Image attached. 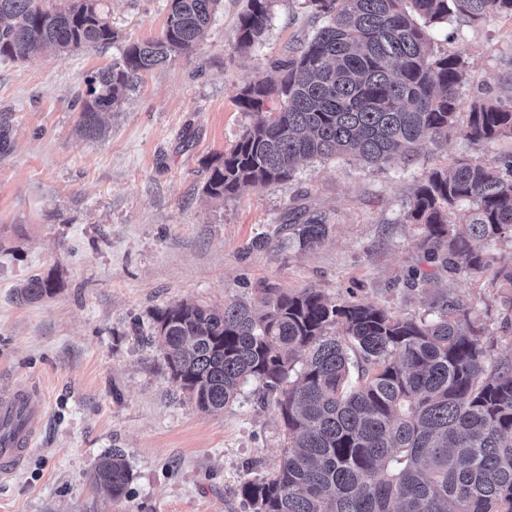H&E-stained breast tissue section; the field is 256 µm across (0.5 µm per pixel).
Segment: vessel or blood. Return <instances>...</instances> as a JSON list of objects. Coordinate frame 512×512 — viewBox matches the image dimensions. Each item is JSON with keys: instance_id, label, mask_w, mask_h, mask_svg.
<instances>
[{"instance_id": "obj_1", "label": "vessel or blood", "mask_w": 512, "mask_h": 512, "mask_svg": "<svg viewBox=\"0 0 512 512\" xmlns=\"http://www.w3.org/2000/svg\"><path fill=\"white\" fill-rule=\"evenodd\" d=\"M46 402L34 389L0 393V475L20 471L37 437L35 418L43 415Z\"/></svg>"}]
</instances>
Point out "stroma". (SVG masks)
<instances>
[{"instance_id": "1", "label": "stroma", "mask_w": 512, "mask_h": 512, "mask_svg": "<svg viewBox=\"0 0 512 512\" xmlns=\"http://www.w3.org/2000/svg\"><path fill=\"white\" fill-rule=\"evenodd\" d=\"M246 4L221 0L202 45L145 73L99 139L78 130L85 80L128 41L157 37L168 0H100L112 44L0 60V120L14 133L0 156V392L34 386L47 402L26 466L0 476V512H251L240 485L274 472L282 420L254 382L218 414L188 399L149 341L173 303L220 309L263 288H317L427 318L440 292L475 324L496 323L502 290L491 277L441 271L434 292L405 287L410 270L432 266L404 213L431 170L512 154V137L452 136L408 165L304 161L277 184L221 202L203 194L209 165L254 122L236 104L240 89L259 74L278 79L276 62L316 28L302 0H271L260 44L239 50ZM428 33L466 61L463 103L512 87V18L453 17ZM308 209L326 213L330 230L300 250L283 226ZM33 274L59 287L20 302ZM115 451L132 473L118 502L90 479Z\"/></svg>"}]
</instances>
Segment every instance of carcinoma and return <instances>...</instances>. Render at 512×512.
Listing matches in <instances>:
<instances>
[{"mask_svg":"<svg viewBox=\"0 0 512 512\" xmlns=\"http://www.w3.org/2000/svg\"><path fill=\"white\" fill-rule=\"evenodd\" d=\"M161 34L129 44L121 60L87 79L79 126L102 133L142 74L196 50L219 0H168ZM325 18L278 62L274 83L257 76L237 95L255 116L236 145L209 166L203 192L222 200L241 189L292 177L303 160L354 156L408 163L448 137L487 142L512 136V93L473 101L458 124L467 65L435 51L427 28L462 16L512 18V0H303ZM270 0H248L238 46L261 41ZM114 33L98 0H0V58L52 48L109 44ZM471 205L462 222L450 219ZM423 229L431 263L465 278L490 274L506 292L512 325V264L487 245L512 242V155L432 170L405 213ZM299 248L328 235L327 216L305 211L289 223ZM35 275L24 302L57 291ZM433 318H404L364 301H334L316 288H263L224 309L181 301L159 311V338L172 380L215 413L250 381L273 394L286 444L271 477L247 479L252 512H512V359L494 360L493 334L464 305L443 296ZM112 500L128 492L130 469L117 451L91 474Z\"/></svg>","mask_w":512,"mask_h":512,"instance_id":"1","label":"carcinoma"}]
</instances>
